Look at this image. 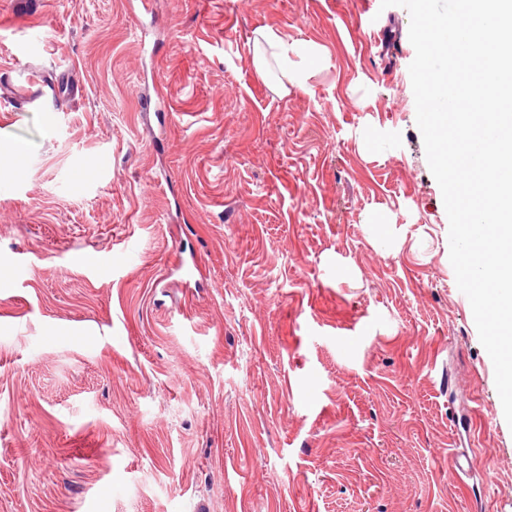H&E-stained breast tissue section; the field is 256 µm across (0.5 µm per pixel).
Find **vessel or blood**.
I'll return each instance as SVG.
<instances>
[{"label": "vessel or blood", "instance_id": "vessel-or-blood-1", "mask_svg": "<svg viewBox=\"0 0 512 512\" xmlns=\"http://www.w3.org/2000/svg\"><path fill=\"white\" fill-rule=\"evenodd\" d=\"M40 58V53L34 52L28 62L0 70V101L12 111L40 112L49 118L63 107V83Z\"/></svg>", "mask_w": 512, "mask_h": 512}]
</instances>
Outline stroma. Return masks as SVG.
I'll return each mask as SVG.
<instances>
[{"instance_id":"35a3bbf8","label":"stroma","mask_w":512,"mask_h":512,"mask_svg":"<svg viewBox=\"0 0 512 512\" xmlns=\"http://www.w3.org/2000/svg\"><path fill=\"white\" fill-rule=\"evenodd\" d=\"M152 2L0 0V66L34 29L83 77L50 120L0 103V147L27 145L0 189V512H512L408 11ZM260 28L302 67L288 95ZM264 41L270 48H276L278 53H274L276 60L279 62L281 69L288 77V46L274 31L269 28H261L256 31L254 38L255 51L253 56V63L259 72H262L267 67V59L264 50L261 48Z\"/></svg>"}]
</instances>
